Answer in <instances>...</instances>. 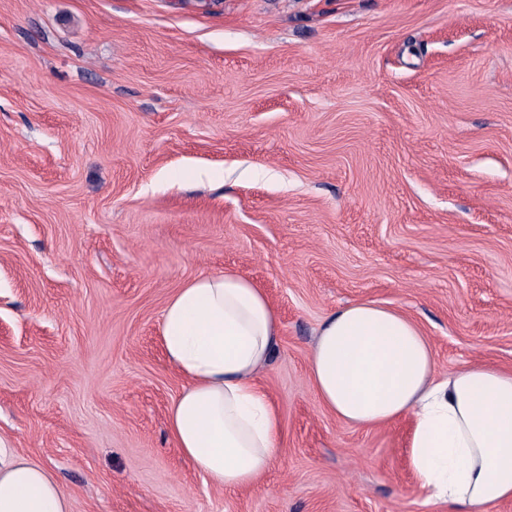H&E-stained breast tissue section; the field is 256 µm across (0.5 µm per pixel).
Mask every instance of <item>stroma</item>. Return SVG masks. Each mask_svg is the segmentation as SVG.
Returning <instances> with one entry per match:
<instances>
[{
  "mask_svg": "<svg viewBox=\"0 0 512 512\" xmlns=\"http://www.w3.org/2000/svg\"><path fill=\"white\" fill-rule=\"evenodd\" d=\"M235 269L281 336L244 490L174 447L167 298ZM512 369V0H0V437L71 512H445L408 420L321 405L320 321Z\"/></svg>",
  "mask_w": 512,
  "mask_h": 512,
  "instance_id": "35a3bbf8",
  "label": "stroma"
}]
</instances>
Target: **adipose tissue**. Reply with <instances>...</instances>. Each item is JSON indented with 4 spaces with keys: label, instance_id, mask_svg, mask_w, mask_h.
<instances>
[{
    "label": "adipose tissue",
    "instance_id": "obj_1",
    "mask_svg": "<svg viewBox=\"0 0 512 512\" xmlns=\"http://www.w3.org/2000/svg\"><path fill=\"white\" fill-rule=\"evenodd\" d=\"M280 334L265 290L233 269L194 277L163 308L162 347L186 381L169 408L168 430L214 487L252 486L279 450V414L257 375ZM309 380L321 404L349 425L410 418L408 466L448 512H486L512 499V371L478 364L439 375L414 320L361 301L321 322ZM0 512H69L41 461L2 439Z\"/></svg>",
    "mask_w": 512,
    "mask_h": 512
}]
</instances>
